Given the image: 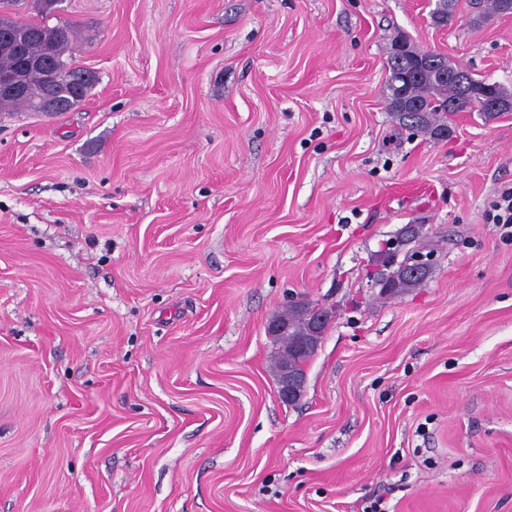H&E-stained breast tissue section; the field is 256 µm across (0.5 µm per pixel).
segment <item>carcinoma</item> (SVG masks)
<instances>
[{
    "mask_svg": "<svg viewBox=\"0 0 512 512\" xmlns=\"http://www.w3.org/2000/svg\"><path fill=\"white\" fill-rule=\"evenodd\" d=\"M24 0H0V71H7L16 65L20 58L17 56L18 43H23L29 58L46 59L41 31L52 28L56 30L54 53L51 56V66L57 72L59 91L67 96L76 86V81H83L82 96H87L94 87L96 80L84 79L86 70L72 67L69 62L75 41V29L64 21L53 26L46 23L21 22L13 17V10ZM477 12L488 14L508 13L507 0H475ZM454 0H435L434 8L430 11L431 18L438 24H445L453 16ZM423 55L430 61L418 69H413L412 59L407 56L389 54L388 77V108L398 123L417 133H423L434 138L444 139L450 133L452 116L457 112H480L488 118L497 116L495 112L485 111L481 104V96L489 86L493 85L485 79H476L472 73H467L470 94L463 95L457 81V74L464 68L453 63H444V54L434 50H425ZM448 68V78L441 77L443 68ZM500 87V84L493 85ZM404 91L408 108L402 110L394 106L398 91ZM30 111L29 100L26 98H1L0 118L15 112ZM391 293H399L408 288L419 286L423 279L404 276L400 273L391 274ZM309 312L302 309L290 308L280 314L281 321L288 325V335L275 338L280 344L277 357L274 358V374L280 377L282 368L286 365L304 372L307 363L315 355L318 345L310 346V351L299 352L297 347L309 336Z\"/></svg>",
    "mask_w": 512,
    "mask_h": 512,
    "instance_id": "carcinoma-1",
    "label": "carcinoma"
}]
</instances>
